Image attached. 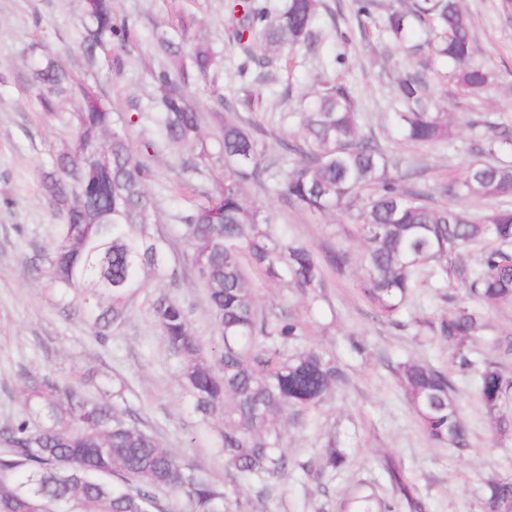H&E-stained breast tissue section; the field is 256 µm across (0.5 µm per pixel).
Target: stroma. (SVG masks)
<instances>
[{"label":"stroma","instance_id":"35a3bbf8","mask_svg":"<svg viewBox=\"0 0 512 512\" xmlns=\"http://www.w3.org/2000/svg\"><path fill=\"white\" fill-rule=\"evenodd\" d=\"M226 2L115 0L117 13L136 21L139 40L131 54H103L90 77L108 96L113 111L149 106L154 93L150 72L158 64L154 34L160 28L180 30L188 21L192 34L205 37L223 58L221 67L193 90L201 111L210 112L224 102L236 104L244 87L256 89L261 103L251 120L270 154L280 153V140L295 129L294 123L282 122V113L296 111L299 99L316 90L325 75L351 87L364 132L398 160L400 168L424 166L430 188L465 173L476 135L487 133L490 124L512 121V15L502 10V0H462L473 23L477 59L494 74L492 85L478 94L448 83L447 64H425L380 35L379 24L399 0H378L376 25L367 33L355 0H324L318 22L323 39L316 51L298 48L287 60L254 65L240 75L237 67L244 51L231 35ZM79 15V0H0V425L21 408L25 374L48 373L66 381L89 375L94 387L105 390L118 379L126 385L128 406L162 445L223 484L228 512H332L334 500L371 491L387 495L383 463L389 457L402 463L427 512H488L486 483L512 478V439L494 440L490 418L475 393L476 372H460L446 343L417 334L419 321L436 318L449 306L436 288L425 286L417 289L399 323L377 316L357 287L363 245L340 236V216L318 218L288 209L259 189L248 191L278 230L318 249L343 247L354 258L346 273L328 274L327 300L315 306L295 289L255 282L259 307L302 319L307 342L333 352L348 376L346 385L325 404L289 421L283 442L291 471L287 479L270 481L263 492L235 478L214 449L190 444L189 435L198 431L199 422L179 386V364L150 312L157 282L149 283L124 323L105 336L48 288L47 264L34 257L45 252L59 219L41 190L39 170L50 149L61 148L71 132L67 111L48 117L37 110L29 67L37 55L51 52L68 69L83 73V59L73 43ZM341 53L347 66L335 64ZM419 69L428 76L439 107L451 115L455 134L450 141L411 146L396 136L393 81L403 71ZM156 167L160 179L151 191L165 225L224 174L217 166L207 177H187L162 160ZM176 296L189 308L201 341L215 342L194 275H187ZM485 316L491 332L470 345L471 358L496 356L512 369V355L502 349L503 342L512 340V304L486 311ZM409 358L447 370L454 378L459 408L471 432L466 454L423 434L394 373L397 363ZM332 443L345 452L346 461L342 468L326 471L323 451Z\"/></svg>","mask_w":512,"mask_h":512}]
</instances>
